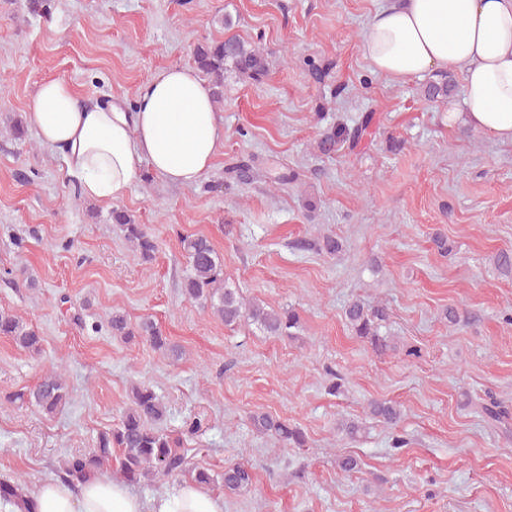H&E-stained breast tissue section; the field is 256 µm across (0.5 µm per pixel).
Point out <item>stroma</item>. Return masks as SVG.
I'll list each match as a JSON object with an SVG mask.
<instances>
[{"label":"stroma","instance_id":"1","mask_svg":"<svg viewBox=\"0 0 512 512\" xmlns=\"http://www.w3.org/2000/svg\"><path fill=\"white\" fill-rule=\"evenodd\" d=\"M387 2L51 0L43 15L30 0H0V311L43 338L35 355L0 336V396L52 372L71 394L51 415L0 406V478L31 488L53 477L145 384L167 407L165 429L205 419L187 442L191 467L251 466L247 492L214 486L225 512H512V420L490 426L477 407L491 396L512 408V279L492 262L512 250V145L463 118L449 124V107L467 110L462 90L429 102L422 79L372 71L363 39ZM230 34L268 52L270 74L229 75L216 107L224 148L197 185L148 176L118 204L85 199L34 131L13 133L46 79L69 80L88 105L130 104L155 73L192 66L197 44ZM311 60L330 64L324 82ZM366 115L358 143L315 155L323 129ZM240 162L249 182L228 172ZM285 173L293 182H279ZM116 207L154 237L152 262L113 224ZM326 233L340 253L305 249ZM188 235L209 239L247 300L295 308V338L224 325L188 301ZM356 299L387 308L394 352L352 335L345 308ZM116 311L154 321L179 356L113 337ZM374 400L399 406L397 424L369 416ZM257 413L300 426L308 448L253 431ZM349 420L363 426L353 439L340 430ZM397 436L406 447L393 448ZM346 455L357 470L337 467Z\"/></svg>","mask_w":512,"mask_h":512}]
</instances>
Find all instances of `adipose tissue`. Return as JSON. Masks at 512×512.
I'll return each mask as SVG.
<instances>
[{"instance_id":"adipose-tissue-1","label":"adipose tissue","mask_w":512,"mask_h":512,"mask_svg":"<svg viewBox=\"0 0 512 512\" xmlns=\"http://www.w3.org/2000/svg\"><path fill=\"white\" fill-rule=\"evenodd\" d=\"M363 52L374 72L396 81L461 72L469 121L512 143V0H390L374 14ZM29 120L80 196L98 201L125 199L148 173L197 184L224 146L210 90L188 67L157 72L130 111L84 105L69 82L47 80ZM0 512H224V499L193 482L144 499L98 474L75 484L42 480L24 507L1 501Z\"/></svg>"}]
</instances>
